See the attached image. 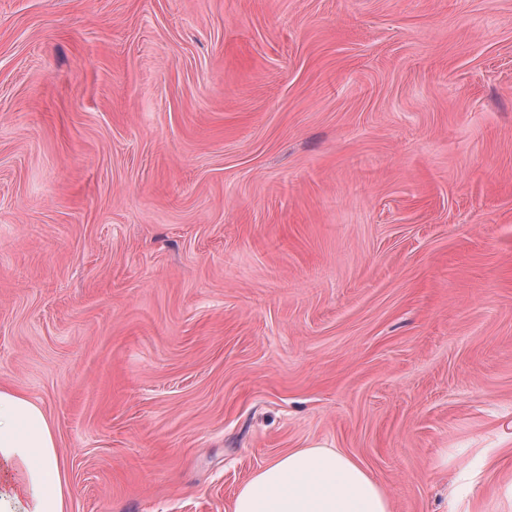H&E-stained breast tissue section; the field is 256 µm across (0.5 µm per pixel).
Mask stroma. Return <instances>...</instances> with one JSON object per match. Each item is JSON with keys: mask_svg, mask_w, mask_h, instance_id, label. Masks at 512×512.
I'll return each mask as SVG.
<instances>
[{"mask_svg": "<svg viewBox=\"0 0 512 512\" xmlns=\"http://www.w3.org/2000/svg\"><path fill=\"white\" fill-rule=\"evenodd\" d=\"M0 384L67 512H512V0H0ZM231 512H391L381 486L334 448H297L261 468L238 491Z\"/></svg>", "mask_w": 512, "mask_h": 512, "instance_id": "stroma-1", "label": "stroma"}]
</instances>
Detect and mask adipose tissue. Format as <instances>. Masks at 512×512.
Here are the masks:
<instances>
[{
  "instance_id": "adipose-tissue-1",
  "label": "adipose tissue",
  "mask_w": 512,
  "mask_h": 512,
  "mask_svg": "<svg viewBox=\"0 0 512 512\" xmlns=\"http://www.w3.org/2000/svg\"><path fill=\"white\" fill-rule=\"evenodd\" d=\"M55 425L17 388L0 386V512H66ZM231 512H390L381 486L333 448H297L261 468Z\"/></svg>"
}]
</instances>
